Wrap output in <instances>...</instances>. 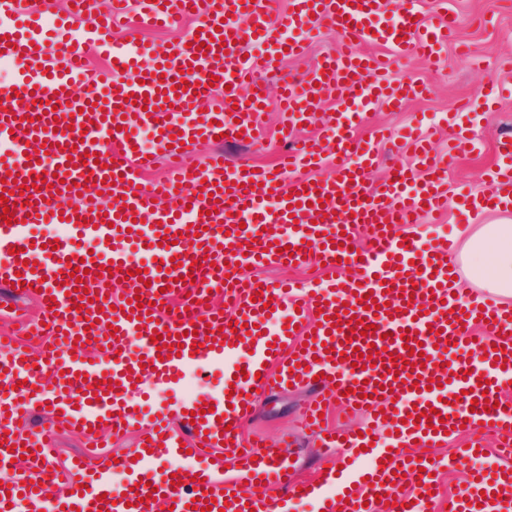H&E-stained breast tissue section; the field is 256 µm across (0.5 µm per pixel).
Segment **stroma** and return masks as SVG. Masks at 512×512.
Returning <instances> with one entry per match:
<instances>
[{"instance_id":"obj_1","label":"stroma","mask_w":512,"mask_h":512,"mask_svg":"<svg viewBox=\"0 0 512 512\" xmlns=\"http://www.w3.org/2000/svg\"><path fill=\"white\" fill-rule=\"evenodd\" d=\"M445 7L456 20L457 40L441 44L435 64L429 65L411 56L393 65L397 79L414 78L426 82L428 95L408 99L401 107L380 101L369 112V124L359 127L358 135L368 133L369 126L381 125L393 133L392 140L381 145L378 163L368 174L369 184H378L395 165L414 166L410 138L427 134L434 139V154L448 163V210L445 214L413 225L418 238L435 240L442 234L457 236L464 224H509L512 211L475 210L465 206L467 198L488 189L487 172L496 162L495 141L512 131V98L498 99L493 112L470 114L455 112L457 102L475 97L480 89L512 85V6L504 0H446ZM340 34L335 26L321 25L310 42L309 52L302 58H280L259 75L269 96L261 117V136L255 143L224 144L225 155L232 160L246 159L257 165H271L277 160L281 143L278 130L282 116L275 98L280 82L292 77L304 78L315 67L321 55L334 49ZM469 127L475 147L448 155V127ZM314 395L312 389H282L261 395L257 410L244 427L246 436L258 444L277 445L288 438L298 460L300 480L319 479L327 468H336L338 449L322 447L319 439L299 425V410ZM49 440L58 455L51 465L60 469L67 456L93 449L90 469L109 462L111 456L133 452L138 431L113 440L102 435L86 437L56 427L49 428Z\"/></svg>"}]
</instances>
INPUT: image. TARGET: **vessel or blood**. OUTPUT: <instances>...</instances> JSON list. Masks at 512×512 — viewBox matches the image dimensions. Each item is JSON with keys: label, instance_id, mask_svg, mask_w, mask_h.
<instances>
[{"label": "vessel or blood", "instance_id": "obj_1", "mask_svg": "<svg viewBox=\"0 0 512 512\" xmlns=\"http://www.w3.org/2000/svg\"><path fill=\"white\" fill-rule=\"evenodd\" d=\"M154 29L179 17L193 27L181 40L154 45L119 40L115 30L129 16ZM331 22L341 39L322 55L310 73L319 89L336 91V115L314 137L292 144L278 168L254 170L229 161L223 152L199 162L195 146L228 134L246 144L260 136L264 95L241 89L267 59L250 55L256 40L274 41L276 54L303 53L318 26ZM60 30L44 36L42 23ZM456 25L423 22L417 0H111L104 12H92L88 0L63 13L50 0L21 9L18 0H0V60L19 69L13 90L0 94V179L11 182V220L0 219V286L16 297H37L41 327L50 337L42 360L6 336H0V383L10 388L0 400V512H155L156 504L173 512H200L207 500L224 501L234 487L217 481L206 463L208 449L223 448L257 489L250 498L257 512H288L292 500L322 495L321 483L300 482L285 448L255 455L242 425L260 392L302 386L325 374L323 390L302 411L303 424L322 436L325 446L342 448L340 462L353 470L374 433L345 438L327 436L319 419L327 403L360 409L374 421H399L391 452L380 453L371 472L358 475L342 512H433L439 484L436 462L415 459L407 448H429L451 428L483 429L512 441V399L501 385L512 379V307L494 299L461 302L454 294L458 268L450 267L448 238L425 245L409 235L407 223L448 208V166L433 160L424 139L414 142L416 164L393 169L388 180L371 186L367 170L386 139L376 127L360 139L354 129L379 99L400 103L424 88L414 81L392 84L391 58L412 53L432 59L435 45L451 39ZM201 41L205 53L190 44ZM374 45L384 58L365 53ZM108 61V77L87 65L90 50ZM221 93L222 105L202 114L191 104ZM286 127L309 120L310 90L288 83L281 88ZM153 130L159 154L138 149L135 129ZM497 169L487 193L473 199L481 210L512 205V137L495 144ZM167 159L162 180L142 182L157 155ZM336 176L314 179L328 160ZM58 184L21 197L23 185L43 174ZM110 188L117 206L106 209L89 198L88 182ZM168 199L165 208L154 199ZM63 223L59 239L34 233L37 224ZM370 245L356 250L358 228ZM147 250L149 265L134 263L130 246ZM317 256L326 269L351 267L334 288H303L258 278L251 267L301 265ZM87 275L74 278L78 266ZM140 270L145 285L141 303L110 301V286L129 281ZM222 290L234 311L227 318L209 305ZM182 296L170 307L173 296ZM367 334L355 329L357 322ZM114 336H107L108 326ZM159 343H152V336ZM107 338L103 359L93 361L87 346ZM137 338L144 358L130 354ZM180 352H173V345ZM504 349L505 361L496 358ZM249 350L245 363L235 354ZM397 371H389L391 356ZM220 365L224 393L195 396L174 415L143 410L134 399L137 379H153L165 388L182 387L189 368ZM55 372L57 394L45 401L35 388L44 367ZM495 401L484 411L478 398ZM211 412H203V405ZM441 422L427 427L420 415L430 409ZM87 432L103 428L143 434L139 460L123 455L117 467L84 477L85 460L71 459L67 495L44 494L57 471L47 436L31 428L34 417ZM162 449L168 465L148 479L142 464L151 449ZM127 483L115 488L113 469ZM196 483L185 488L186 474ZM414 482L407 490L406 482ZM470 487L485 491L482 500L456 493L452 512H512V462L473 469Z\"/></svg>", "mask_w": 512, "mask_h": 512}]
</instances>
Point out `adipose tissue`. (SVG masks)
I'll use <instances>...</instances> for the list:
<instances>
[{"label": "adipose tissue", "instance_id": "ef3b65f1", "mask_svg": "<svg viewBox=\"0 0 512 512\" xmlns=\"http://www.w3.org/2000/svg\"><path fill=\"white\" fill-rule=\"evenodd\" d=\"M462 256L482 288L512 297V224L481 225L468 236Z\"/></svg>", "mask_w": 512, "mask_h": 512}]
</instances>
